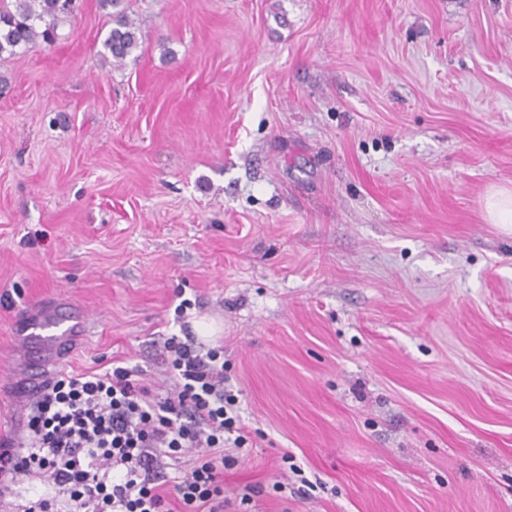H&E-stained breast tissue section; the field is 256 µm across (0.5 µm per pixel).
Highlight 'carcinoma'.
<instances>
[{
	"label": "carcinoma",
	"mask_w": 512,
	"mask_h": 512,
	"mask_svg": "<svg viewBox=\"0 0 512 512\" xmlns=\"http://www.w3.org/2000/svg\"><path fill=\"white\" fill-rule=\"evenodd\" d=\"M112 9L113 27L103 41L102 55L120 64L139 47L138 27L124 0H99ZM75 12V0H0V54L16 52L37 40L52 45L62 39L59 24Z\"/></svg>",
	"instance_id": "carcinoma-1"
}]
</instances>
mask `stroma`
Instances as JSON below:
<instances>
[{
    "label": "stroma",
    "instance_id": "obj_1",
    "mask_svg": "<svg viewBox=\"0 0 512 512\" xmlns=\"http://www.w3.org/2000/svg\"><path fill=\"white\" fill-rule=\"evenodd\" d=\"M127 8L123 66L98 0L0 54V443L47 369L165 392L153 337L206 318L224 512H512V0ZM102 9H112V23L115 25L103 41V57L121 64L134 54L139 47L138 27L126 12L124 0H99ZM487 218L492 224H512V189L500 188L486 200ZM73 321L69 314H55L34 328L39 330V332L32 333L34 336L26 337L31 338L33 342L50 343L60 346L69 339V334L77 329L76 323H72Z\"/></svg>",
    "mask_w": 512,
    "mask_h": 512
}]
</instances>
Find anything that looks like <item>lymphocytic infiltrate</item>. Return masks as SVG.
Wrapping results in <instances>:
<instances>
[{
  "mask_svg": "<svg viewBox=\"0 0 512 512\" xmlns=\"http://www.w3.org/2000/svg\"><path fill=\"white\" fill-rule=\"evenodd\" d=\"M153 345L174 379L166 396L118 364L59 372L36 389L26 439L0 448V490L21 475L56 489L24 512H224V469L246 443L224 349L190 334Z\"/></svg>",
  "mask_w": 512,
  "mask_h": 512,
  "instance_id": "f902f5d3",
  "label": "lymphocytic infiltrate"
}]
</instances>
